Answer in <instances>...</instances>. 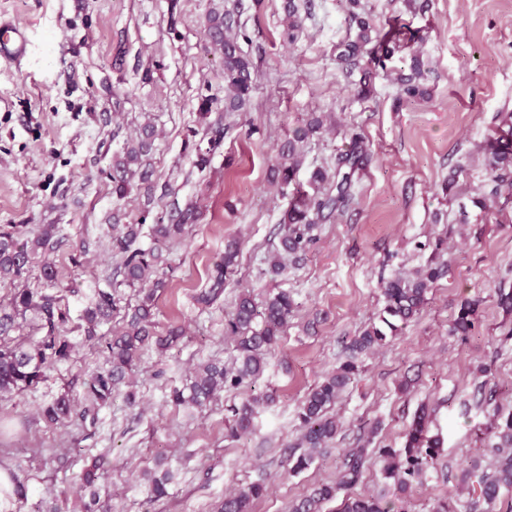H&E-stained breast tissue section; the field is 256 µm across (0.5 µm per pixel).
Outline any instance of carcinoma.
Returning <instances> with one entry per match:
<instances>
[{
	"instance_id": "obj_1",
	"label": "carcinoma",
	"mask_w": 512,
	"mask_h": 512,
	"mask_svg": "<svg viewBox=\"0 0 512 512\" xmlns=\"http://www.w3.org/2000/svg\"><path fill=\"white\" fill-rule=\"evenodd\" d=\"M349 26L355 28L354 38L340 51L339 60L353 66L362 60L380 70L382 78L395 81L408 98L424 95L420 89L422 71L418 57H412L410 74H400L387 68L395 50L409 48L418 36L404 24L391 23L385 28L356 9L360 0H348ZM302 30L294 4H288L283 22L282 38L292 44ZM205 34L211 45L223 57L224 112H239L250 99L255 82V69L240 42L247 39L238 14L228 7L212 8L206 15ZM209 102L200 108L204 130L212 132L210 143L217 148L224 132L206 123ZM322 126L313 119L307 127L294 130L293 137L283 146L279 161L271 170L272 182L282 194L289 195L288 208L280 221L279 244L263 259L265 274L274 282L288 267L298 266L307 249L315 241L318 222L333 212H340L352 200V186L367 156L363 138L354 133L350 149L337 159L333 174L319 167L312 171L304 189L296 182L302 159L299 150L310 135ZM155 130L143 125L138 134L127 141L112 160V193L123 198L131 180L144 176L146 157L152 150ZM490 170L488 189L473 200L475 206L492 207L504 194H512V121L508 130L488 137L482 146ZM293 190H288V187ZM198 220L195 209L188 207L179 218L166 224L159 219L145 225L113 224L110 245L116 264L105 277L107 287L95 288L80 316L76 329L82 332V342L99 350L105 365L91 371L83 381L85 406L77 407L68 392H61L40 407L39 416L48 424L58 425L77 419L86 422L96 419L98 411L112 401V395L128 383L145 348L155 345L163 351L183 335L179 327H171L166 335L157 333L155 307L159 292L167 287L165 267L171 245L180 240L187 226ZM61 227L42 224L28 227L22 224L0 226V284L12 286L9 302L0 306V397L37 387L48 373L70 360L76 343L62 328L70 321L64 297L51 293L56 287L58 272L50 254L61 239ZM149 244H141V238ZM444 241L435 243L433 256L426 264L401 271L382 282L383 306L376 319L366 324L346 346L344 359L336 368L311 387L303 396L297 415L300 436L297 447L286 458L287 471L299 475L310 468L317 456L336 438L339 423L332 413L344 390L360 374L365 358L387 345L399 335L429 301L435 283L447 270L446 261L437 258L447 251ZM238 243L228 242L224 255L215 262L210 273V286L200 292L197 302L210 305L224 292V287L237 266ZM41 261L42 288H19L27 279L35 261ZM136 292V299L126 297L123 289ZM477 302L465 301L452 323V332L468 335L474 328ZM294 311L290 292L272 287L261 299L244 290L234 302L233 310L224 317V339L233 343L234 354L228 361L212 360L198 368L186 382L171 392V402L185 409H203L224 390H240L252 385L265 371L268 357L275 351ZM27 324L37 335L22 336ZM106 332H100L102 327ZM17 336H11V333ZM271 394L248 396L231 408L232 420L227 437L240 438L252 432L259 410L274 403ZM429 408L420 407L406 433L404 447L372 448L378 425L364 429L356 447L345 454L337 479L313 488L307 496L292 502L290 512H324V506L345 492L338 512H407L408 497L414 487L423 483L427 470L442 455L439 437L429 434ZM494 440L483 449L487 465L474 460L460 470L458 499L451 511L448 501L440 500L433 512H495L500 497L512 493V412L500 408L493 411ZM376 465L381 480L395 487L398 495L388 497L383 492L356 494L352 489L364 471ZM171 471L153 477L148 487L149 499L159 501L168 497ZM267 486L263 482L242 485L224 495L218 512H252L254 502L263 498Z\"/></svg>"
}]
</instances>
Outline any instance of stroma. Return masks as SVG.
Masks as SVG:
<instances>
[{
    "label": "stroma",
    "instance_id": "obj_1",
    "mask_svg": "<svg viewBox=\"0 0 512 512\" xmlns=\"http://www.w3.org/2000/svg\"><path fill=\"white\" fill-rule=\"evenodd\" d=\"M290 1L303 20L292 44L281 37ZM226 2L241 6V47L257 74L246 108L229 117L222 58L204 31L210 0H0V23L30 40L20 65L0 64V97L10 101L0 109V225L62 227L51 259L72 315L112 265L113 219L169 222L190 206L201 214L170 251L157 305L158 333L177 325L185 334L165 351H144L129 383L136 405L117 393L93 426L39 417L62 391L83 403L82 379L103 361L84 344L36 388L0 398V466L29 487L27 502L8 503V512H77L82 476L99 457L98 512H216L227 492L256 481L268 492L253 512H288L335 480L364 428L379 424L375 447H403L423 404L443 453L409 512H431L437 501H455L459 470L481 457L495 406L512 409V311L498 303L499 290L512 291V199L485 210L472 202L489 178L480 147L512 113V0H362L377 22L398 17L417 30L426 91L417 98L359 69L345 75L337 56L354 31L343 0ZM206 98L211 122L227 128L215 150L198 123ZM314 118L323 126L303 146L298 182L315 168L334 169L354 133L368 160L350 205L321 221L305 261L274 281L295 309L252 392L276 400L250 434L232 440L225 420L241 393H221L194 414L169 394L199 363L230 359L225 314L241 290L258 294L274 283L260 260L278 243L288 199L270 171L293 129ZM147 122L157 131L147 174L116 198L112 156ZM201 151L210 154L204 167ZM234 238L236 273L213 304L197 303ZM439 239L448 269L428 303L365 359L336 406L335 441L309 470L288 475L303 395L376 316L382 281L424 264ZM468 299L478 303L475 327L451 335ZM162 462L176 478L169 498L151 503L148 478Z\"/></svg>",
    "mask_w": 512,
    "mask_h": 512
}]
</instances>
